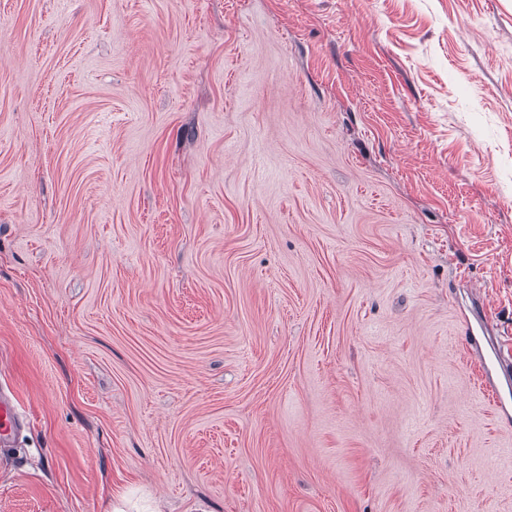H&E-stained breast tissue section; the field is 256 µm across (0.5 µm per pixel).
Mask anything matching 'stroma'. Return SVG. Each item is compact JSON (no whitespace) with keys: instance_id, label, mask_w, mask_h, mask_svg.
Listing matches in <instances>:
<instances>
[{"instance_id":"1","label":"stroma","mask_w":512,"mask_h":512,"mask_svg":"<svg viewBox=\"0 0 512 512\" xmlns=\"http://www.w3.org/2000/svg\"><path fill=\"white\" fill-rule=\"evenodd\" d=\"M512 0H0V512H512ZM23 424L16 403L6 394L0 395V447Z\"/></svg>"}]
</instances>
